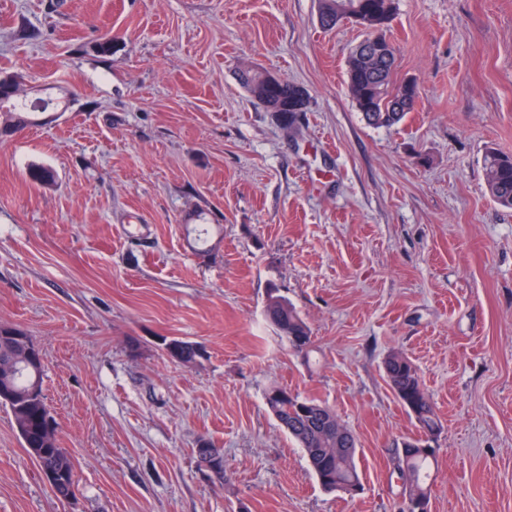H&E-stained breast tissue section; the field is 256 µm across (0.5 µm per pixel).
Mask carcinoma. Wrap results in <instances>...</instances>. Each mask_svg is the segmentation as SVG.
Returning a JSON list of instances; mask_svg holds the SVG:
<instances>
[{
    "mask_svg": "<svg viewBox=\"0 0 512 512\" xmlns=\"http://www.w3.org/2000/svg\"><path fill=\"white\" fill-rule=\"evenodd\" d=\"M395 0H319V22L322 28L332 29L338 22L355 15V23L367 30L366 40L374 37L387 40V31L395 14ZM357 46L348 60L349 91L361 112L363 120L375 128L392 127L401 123L413 111L415 103L398 109L402 97H418V87H408V81L394 80L395 49H390L389 60L380 59L374 66L361 65ZM18 80L19 75H0V117L14 127L29 124V107L18 106L11 96L8 80ZM239 81L250 95L268 112L291 110L288 93L293 83L283 80L272 86L263 79V72L252 67L239 71ZM486 190L500 206L512 209V155L496 150L486 152L483 161ZM265 317L285 339L289 348L303 356L312 350L310 329L296 308L272 289L267 294ZM31 348L27 342L0 340V372L12 373L13 389L0 391V406L7 409L12 424L28 453L41 469H52L68 477L76 475L71 456L60 446L59 440L44 447L38 443L39 434L47 424L51 412L45 402L36 397H25L29 384L24 369V357ZM167 354L178 362L188 365L199 356L197 345L186 341H174ZM388 383L396 397L407 408L422 431L441 430L434 404L423 387L412 362L403 353L395 351L384 362ZM268 410L288 432L307 459L313 476L327 492L345 493L362 484V475L355 457L356 448L348 442H338L335 411L326 404L285 387L273 386L265 394ZM395 468L405 479L404 495L417 500L430 499L426 484L436 457H421L415 448H403L395 454Z\"/></svg>",
    "mask_w": 512,
    "mask_h": 512,
    "instance_id": "1",
    "label": "carcinoma"
}]
</instances>
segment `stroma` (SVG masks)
I'll return each instance as SVG.
<instances>
[{"instance_id":"1","label":"stroma","mask_w":512,"mask_h":512,"mask_svg":"<svg viewBox=\"0 0 512 512\" xmlns=\"http://www.w3.org/2000/svg\"><path fill=\"white\" fill-rule=\"evenodd\" d=\"M365 36L322 29L318 0H0V71L60 102L0 130V325L40 348L79 481L59 500L0 407V512H398L394 452L420 432L395 350L442 424L429 512H512V210L482 168L512 155V0H396L395 77L419 98L390 128L348 90ZM247 65L306 91L294 126ZM272 288L311 362L266 321ZM163 337L204 354L173 361ZM273 385L354 432L357 496L319 486ZM203 437L223 479L196 465ZM239 81L250 95L268 112L289 113L291 102L288 93L293 83L284 79L276 86L263 79V71L244 67L239 71ZM388 383L396 397L407 408L422 431H441L434 404L423 387L412 362L402 352L389 354L384 362Z\"/></svg>"}]
</instances>
